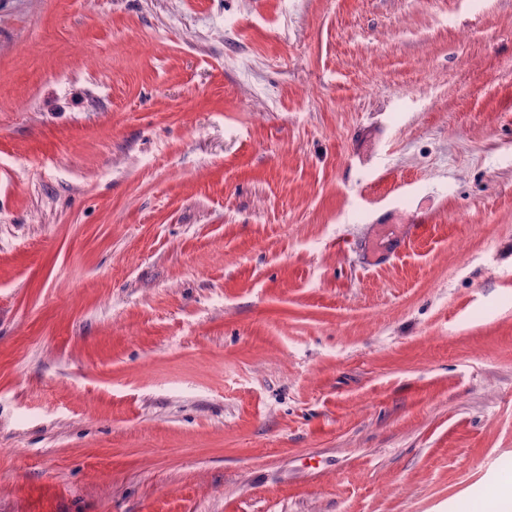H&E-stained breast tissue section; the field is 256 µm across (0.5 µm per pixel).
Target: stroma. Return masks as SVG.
Instances as JSON below:
<instances>
[{
	"label": "stroma",
	"instance_id": "35a3bbf8",
	"mask_svg": "<svg viewBox=\"0 0 512 512\" xmlns=\"http://www.w3.org/2000/svg\"><path fill=\"white\" fill-rule=\"evenodd\" d=\"M508 482L512 0H0V512Z\"/></svg>",
	"mask_w": 512,
	"mask_h": 512
}]
</instances>
